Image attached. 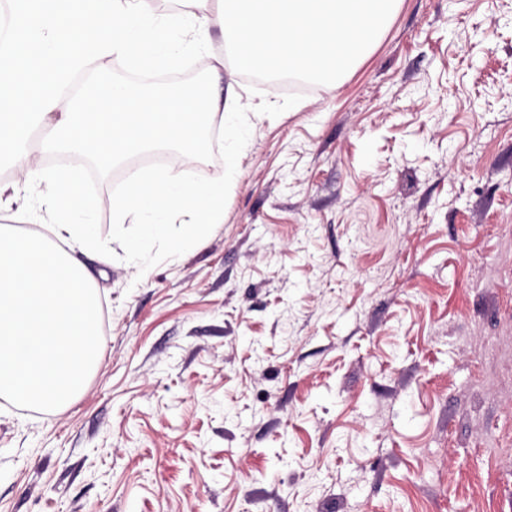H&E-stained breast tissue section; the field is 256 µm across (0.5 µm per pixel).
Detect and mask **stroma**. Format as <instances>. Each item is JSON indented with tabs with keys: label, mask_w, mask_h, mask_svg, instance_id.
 <instances>
[{
	"label": "stroma",
	"mask_w": 512,
	"mask_h": 512,
	"mask_svg": "<svg viewBox=\"0 0 512 512\" xmlns=\"http://www.w3.org/2000/svg\"><path fill=\"white\" fill-rule=\"evenodd\" d=\"M249 121L207 238L78 252L98 364L65 409L0 402V512H512V0H397Z\"/></svg>",
	"instance_id": "1"
}]
</instances>
